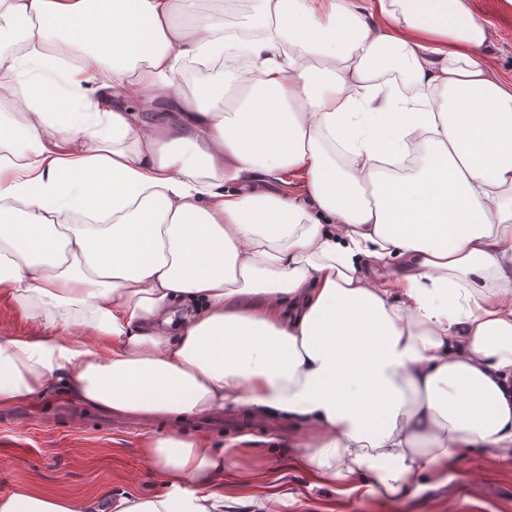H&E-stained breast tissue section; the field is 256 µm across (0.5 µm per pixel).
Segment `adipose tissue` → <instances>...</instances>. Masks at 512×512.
<instances>
[{
    "label": "adipose tissue",
    "mask_w": 512,
    "mask_h": 512,
    "mask_svg": "<svg viewBox=\"0 0 512 512\" xmlns=\"http://www.w3.org/2000/svg\"><path fill=\"white\" fill-rule=\"evenodd\" d=\"M0 0V409L285 414L321 482L400 499L512 458V80L472 0ZM206 67L191 93L177 74ZM302 173V196L275 188ZM151 495L16 489L0 512H288L224 493L179 428ZM40 331L36 320L24 316L10 300L0 297V338L34 336Z\"/></svg>",
    "instance_id": "obj_1"
}]
</instances>
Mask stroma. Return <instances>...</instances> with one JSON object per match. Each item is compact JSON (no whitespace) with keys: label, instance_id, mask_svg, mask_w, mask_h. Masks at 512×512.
<instances>
[{"label":"stroma","instance_id":"obj_1","mask_svg":"<svg viewBox=\"0 0 512 512\" xmlns=\"http://www.w3.org/2000/svg\"><path fill=\"white\" fill-rule=\"evenodd\" d=\"M474 8L493 25L488 57L502 77L511 79L512 9L503 0H474ZM59 399L56 392L39 399L35 418L0 423V497L20 487L77 501L106 490L158 491L145 445L167 432L168 417L155 416L142 431L123 433L101 425V410L90 406L79 419L62 421L55 410ZM220 416L235 426L210 432L211 440L227 445L237 437L250 439L248 447L235 451L238 467L224 475V492L231 496L266 494L281 478L297 496L290 512H512V458L466 448L446 480L420 477L419 490L398 500L383 501L363 490L347 496L318 484L298 467L300 423L284 415L269 424L249 421L234 406L225 407Z\"/></svg>","mask_w":512,"mask_h":512}]
</instances>
